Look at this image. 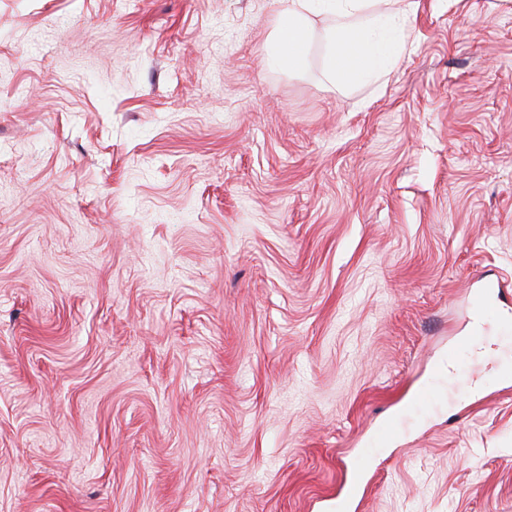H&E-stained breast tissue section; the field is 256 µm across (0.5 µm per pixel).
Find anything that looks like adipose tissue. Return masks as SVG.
<instances>
[{"label":"adipose tissue","instance_id":"adipose-tissue-1","mask_svg":"<svg viewBox=\"0 0 512 512\" xmlns=\"http://www.w3.org/2000/svg\"><path fill=\"white\" fill-rule=\"evenodd\" d=\"M312 0H287L277 13L274 38L289 67H301L308 52ZM336 21L329 67L332 76L348 82L382 73L404 51L403 20L379 9L378 0H332Z\"/></svg>","mask_w":512,"mask_h":512}]
</instances>
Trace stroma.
Here are the masks:
<instances>
[{
    "label": "stroma",
    "mask_w": 512,
    "mask_h": 512,
    "mask_svg": "<svg viewBox=\"0 0 512 512\" xmlns=\"http://www.w3.org/2000/svg\"><path fill=\"white\" fill-rule=\"evenodd\" d=\"M394 8L348 86L323 0L298 69L278 0H0V512H336L362 448L349 512H512V0Z\"/></svg>",
    "instance_id": "obj_1"
}]
</instances>
